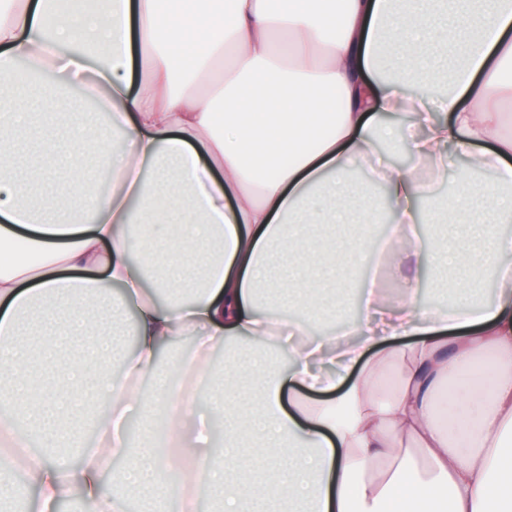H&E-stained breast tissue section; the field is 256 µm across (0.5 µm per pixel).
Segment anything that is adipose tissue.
<instances>
[{
  "instance_id": "ef3b65f1",
  "label": "adipose tissue",
  "mask_w": 512,
  "mask_h": 512,
  "mask_svg": "<svg viewBox=\"0 0 512 512\" xmlns=\"http://www.w3.org/2000/svg\"><path fill=\"white\" fill-rule=\"evenodd\" d=\"M396 2L228 0L220 23L164 22L159 0L0 8V400L31 450L22 465L0 450L1 502L131 512L145 499L151 512H195L183 482L199 475L212 512H512V237L498 231L512 222V0ZM221 51L231 69L198 94L194 79ZM49 64L56 82L37 83ZM73 87L110 133L74 112L29 134L34 109ZM403 112L400 133L381 121ZM382 137L413 166L385 159ZM88 155L109 190L87 185ZM458 155L497 182L461 185L448 234L423 241L414 203ZM61 166L72 190L44 192ZM359 175L383 191L386 241L367 225L336 233ZM377 252L402 281L398 302L374 285L347 319L327 285L337 263ZM435 261L471 284L473 303L418 305L413 274ZM489 269L497 290L480 305ZM283 294L292 317L257 310ZM106 299L115 320L135 308L133 349L103 337L93 311ZM188 335L194 353L156 372ZM232 338L253 353L225 365L198 412L187 385L211 375L206 352ZM283 349L285 372L272 361ZM398 358V389L376 401V375ZM446 393L466 411L462 436L439 419ZM383 459L391 467L373 478Z\"/></svg>"
}]
</instances>
